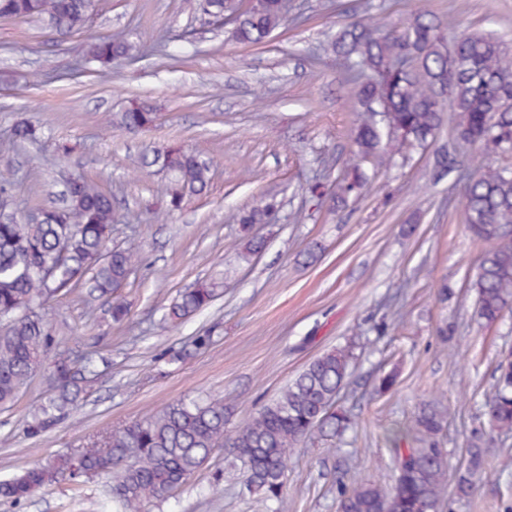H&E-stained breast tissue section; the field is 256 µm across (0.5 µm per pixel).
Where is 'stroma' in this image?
<instances>
[{
    "label": "stroma",
    "mask_w": 512,
    "mask_h": 512,
    "mask_svg": "<svg viewBox=\"0 0 512 512\" xmlns=\"http://www.w3.org/2000/svg\"><path fill=\"white\" fill-rule=\"evenodd\" d=\"M290 4L303 22H286L260 47L234 43L199 0H98L89 23L65 37L36 20L0 18V138L20 120L40 130L37 141L0 152V181L14 182L22 213L57 203L71 174L100 182L122 217L113 245L140 255L121 290L130 309L124 323L82 288L49 304L48 359L96 352L98 377L78 413L37 438L24 427L47 397L44 373L0 408V479L183 399L223 398L237 426L333 348L352 353L342 404L355 425L342 438L293 449L287 512H337L339 485L391 484L388 432L411 426L425 405L447 410L438 440L449 468L485 436L496 362L512 352V311L492 325L475 317L481 246L464 223L456 167L512 168V157L461 143L447 122L427 150L376 170L356 202L313 200L309 185L333 189L352 158L359 114L343 69L311 55L351 19L392 24L417 10L446 33L491 32L512 44V0ZM108 36L140 40L151 52L113 61L101 82L81 63L89 45ZM133 98L156 108L150 131L113 127ZM172 143L212 160L211 188L159 216L152 204L165 175L139 159L147 147ZM441 152L456 163L445 174L436 164ZM271 198L276 222L253 227L267 247L243 261L246 240L232 215ZM211 279L223 280V297L178 327L163 324L166 305ZM205 334L210 343L196 346ZM392 370L395 385L379 391L380 376ZM486 463L491 475L473 497L445 492L440 512H512V437L488 443ZM242 479L240 462L216 450L147 512H255L239 494ZM0 512H112V482L62 481L20 503L0 500Z\"/></svg>",
    "instance_id": "obj_1"
}]
</instances>
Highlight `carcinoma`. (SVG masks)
<instances>
[{"label": "carcinoma", "instance_id": "1", "mask_svg": "<svg viewBox=\"0 0 512 512\" xmlns=\"http://www.w3.org/2000/svg\"><path fill=\"white\" fill-rule=\"evenodd\" d=\"M94 7L95 0H0V17L42 21L66 36L87 23ZM201 7L216 23L230 20L234 40L252 47L265 44L288 13L285 0H251L248 5L244 0H201ZM329 50L345 68L360 111L369 113L353 130L355 160L333 199L345 203L358 198L367 181L362 164L388 167L404 151L428 147L446 105L455 114L457 139L487 154L512 155V48L503 39L461 32L450 42L430 14L419 12L390 28L355 19L336 32ZM145 53L139 41L104 37L89 45L87 57L105 81L113 60H135ZM156 121L152 105L135 102L118 114L116 126L141 132ZM38 135L37 126L19 121L0 149L9 151ZM140 164L166 174L163 194L171 210L209 189L211 165L194 151L153 146L143 152ZM460 179L465 224L483 244L471 284L476 315L493 324L512 309V174L488 164L474 172L462 170ZM14 198L15 184L1 181L0 321L6 322L0 332L1 407L12 403L44 366L52 343L46 303L86 288L92 299L107 302L112 319L120 322L129 308L119 290L138 260L134 248L112 245L117 214L112 195L96 182L80 175L69 178L64 204L40 208L34 219L18 214ZM275 212V204L267 202L236 213L234 220L248 232ZM223 288L211 281L184 291L166 308L164 319L177 323L195 315ZM350 358L346 348L316 357L271 402L232 430L227 429L228 407L222 398L167 405L84 448L0 480V498L19 503L59 480L77 484L105 475L113 479L112 499L120 512H146L147 505L165 500L222 447L244 470L241 494L259 512H286L292 449L313 436H340L354 423L338 405L349 381ZM94 376L92 354L56 357L48 367L52 395L26 420L27 434H42L78 407L84 383ZM485 415L492 432H512V353L497 364ZM444 422L442 413L424 408L412 427L392 429V484L339 486V512H439L448 452L435 437ZM410 432L426 447H401ZM484 455L485 449L475 445L457 468L459 498H470L485 477Z\"/></svg>", "mask_w": 512, "mask_h": 512}]
</instances>
